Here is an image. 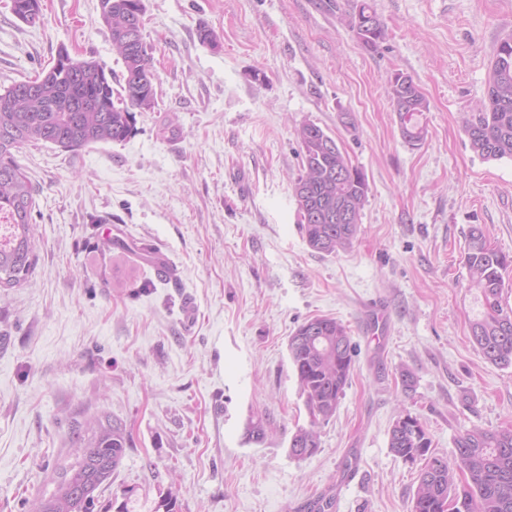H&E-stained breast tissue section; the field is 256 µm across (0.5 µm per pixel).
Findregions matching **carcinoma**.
<instances>
[{"mask_svg": "<svg viewBox=\"0 0 512 512\" xmlns=\"http://www.w3.org/2000/svg\"><path fill=\"white\" fill-rule=\"evenodd\" d=\"M101 20L109 27L123 72H108L99 62L81 59L62 47L42 76L0 92V288H13L35 270L32 211L37 189L15 153L29 143H51L76 151L98 143L124 142L134 133V113L156 104L152 47L142 36V0H100ZM24 23L40 19L41 0H11ZM349 29L368 49L385 37V27L368 0L355 6ZM389 101L403 139L416 143L424 130L416 117L429 102L411 76L389 79ZM471 149L484 161H512V37L503 39L491 63L485 98L463 117ZM303 171L294 181L299 224L307 245L321 254L350 248L358 235L368 196L364 172L352 165L336 140L307 122L297 131ZM464 262L484 311L471 323V336L490 364L512 366V308L502 305V272L512 255L496 248L479 224L469 228ZM301 394L314 425L336 412L353 372L355 345L349 330L330 317L300 325L288 342ZM81 456L63 469L55 491L38 500L34 512H97V490L112 477L131 445L125 426L96 417L74 433ZM453 458L430 454L431 440L409 414L390 431L389 448L405 461L422 459L424 468L410 512H512V427H474L456 442ZM319 448L314 428H300L290 450L303 458ZM336 500L321 493L299 512H335Z\"/></svg>", "mask_w": 512, "mask_h": 512, "instance_id": "1", "label": "carcinoma"}]
</instances>
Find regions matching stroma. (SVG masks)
Returning a JSON list of instances; mask_svg holds the SVG:
<instances>
[{
  "label": "stroma",
  "mask_w": 512,
  "mask_h": 512,
  "mask_svg": "<svg viewBox=\"0 0 512 512\" xmlns=\"http://www.w3.org/2000/svg\"><path fill=\"white\" fill-rule=\"evenodd\" d=\"M356 3L143 0L157 103L132 137L20 149L38 189L37 265L0 288V512H33L75 458L74 428L101 414L132 442L99 504L137 512L170 490L179 512H294L335 488L336 512H410L421 466L388 445L398 417H417L448 459L466 430L512 426V367L471 340L482 307L463 259L474 224L512 254V161L482 160L461 123L512 36V0H372L386 30L373 50L346 25ZM41 9L26 24L0 0V89L62 47L122 71L100 0ZM396 72L429 102L413 145L389 104ZM306 122L369 184L354 245L336 255L298 224ZM157 250L176 283L147 262ZM318 316L346 325L357 351L335 414L315 424L288 340ZM309 426L317 451L293 457Z\"/></svg>",
  "instance_id": "obj_1"
}]
</instances>
